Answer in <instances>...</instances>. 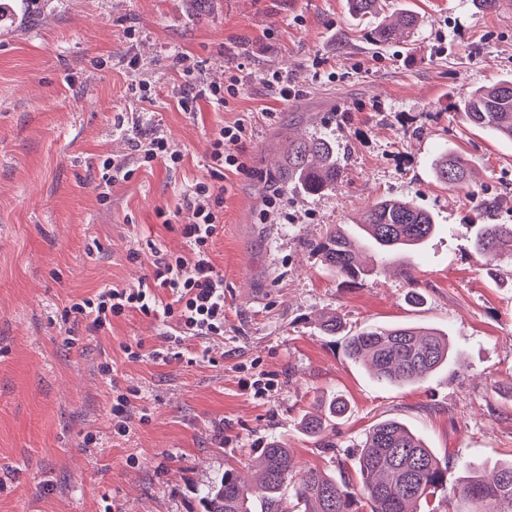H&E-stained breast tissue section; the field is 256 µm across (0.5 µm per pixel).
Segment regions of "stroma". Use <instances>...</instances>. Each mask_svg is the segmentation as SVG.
I'll use <instances>...</instances> for the list:
<instances>
[{
  "instance_id": "1",
  "label": "stroma",
  "mask_w": 512,
  "mask_h": 512,
  "mask_svg": "<svg viewBox=\"0 0 512 512\" xmlns=\"http://www.w3.org/2000/svg\"><path fill=\"white\" fill-rule=\"evenodd\" d=\"M379 9L360 19L346 0H0V512H195L198 491L229 468L253 476L275 438L298 470L341 478L385 419L421 434L452 485L465 463L512 460V264L488 274L471 245L484 216L430 167L446 148L468 158L478 188L500 199L495 223L512 224V142L456 108L512 76V0L492 13L472 0ZM401 10L418 18L411 40L374 46L379 18ZM184 55L207 84L242 71L236 96L183 112ZM317 56L334 79L316 75ZM270 70L287 72L300 95L268 119L259 108ZM142 82L151 101L131 93ZM238 119L247 169L224 180L211 244L223 335L158 364L164 328L134 311L105 333L75 325L79 342L68 345L61 314L71 299L136 286L152 247L184 253V194L213 182L210 141ZM139 123L167 137L180 165L139 168L100 198L102 156L125 157ZM292 134L335 141L344 169L335 191L278 185ZM384 196L413 198L439 229L411 259L363 251L372 275L343 281L308 244L328 225L358 223ZM413 291L421 304L409 302ZM329 311L350 332L442 330L458 358L422 383H377L348 358L344 337L319 332ZM259 373L273 382L260 397L244 386ZM117 388L135 391L123 437L109 417ZM332 392L349 411L321 448L298 423Z\"/></svg>"
}]
</instances>
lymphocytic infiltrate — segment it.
<instances>
[{
    "label": "lymphocytic infiltrate",
    "instance_id": "1",
    "mask_svg": "<svg viewBox=\"0 0 512 512\" xmlns=\"http://www.w3.org/2000/svg\"><path fill=\"white\" fill-rule=\"evenodd\" d=\"M247 136L244 122L222 126L211 143L209 163L216 178L242 170V145ZM131 161L105 157L102 167L105 187L132 178L135 167L161 160L178 165L180 155L170 152L168 142L153 129H138L130 140ZM224 202V189L207 183L192 187L187 206L192 212L181 234L187 253L155 249L151 273L134 288L103 287L94 294L70 300L64 320L88 322L94 331L111 329L115 318L137 311L162 322L169 340L183 345L186 339L220 336L224 333V277L216 271L210 244L217 232V209Z\"/></svg>",
    "mask_w": 512,
    "mask_h": 512
}]
</instances>
